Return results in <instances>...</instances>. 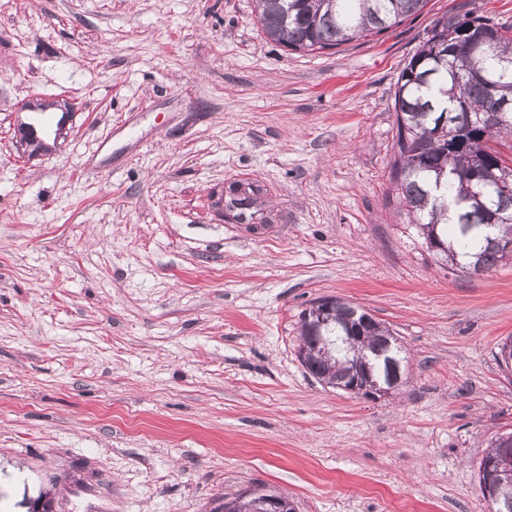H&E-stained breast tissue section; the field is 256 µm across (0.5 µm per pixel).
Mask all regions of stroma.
Here are the masks:
<instances>
[{
  "label": "stroma",
  "mask_w": 512,
  "mask_h": 512,
  "mask_svg": "<svg viewBox=\"0 0 512 512\" xmlns=\"http://www.w3.org/2000/svg\"><path fill=\"white\" fill-rule=\"evenodd\" d=\"M255 0H0V512H489L477 467L512 431V261L443 268L389 180L394 89L428 0L322 54L270 40ZM75 110L51 153L18 101ZM261 191L267 226L217 208ZM321 297L392 330L409 380L368 400L297 357Z\"/></svg>",
  "instance_id": "obj_1"
}]
</instances>
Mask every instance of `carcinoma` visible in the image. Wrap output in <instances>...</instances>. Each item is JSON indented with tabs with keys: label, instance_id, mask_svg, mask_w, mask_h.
I'll use <instances>...</instances> for the list:
<instances>
[{
	"label": "carcinoma",
	"instance_id": "carcinoma-1",
	"mask_svg": "<svg viewBox=\"0 0 512 512\" xmlns=\"http://www.w3.org/2000/svg\"><path fill=\"white\" fill-rule=\"evenodd\" d=\"M265 34L291 51L315 53L378 35L427 0H256ZM512 27L484 16L443 15L402 68L394 91L396 132L390 181L409 223L430 226L466 265L489 272L511 259L482 224L512 240V165L490 146L512 136ZM340 303L322 321L300 317L301 365L317 380L345 377L357 348L338 339Z\"/></svg>",
	"mask_w": 512,
	"mask_h": 512
}]
</instances>
